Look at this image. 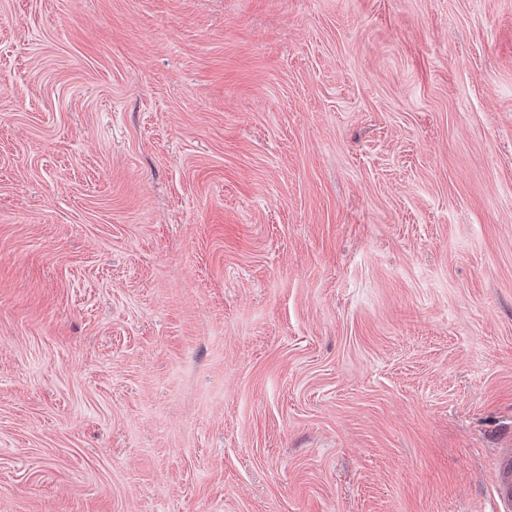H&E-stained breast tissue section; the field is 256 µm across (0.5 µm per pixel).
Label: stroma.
Returning a JSON list of instances; mask_svg holds the SVG:
<instances>
[{
    "label": "stroma",
    "instance_id": "stroma-1",
    "mask_svg": "<svg viewBox=\"0 0 512 512\" xmlns=\"http://www.w3.org/2000/svg\"><path fill=\"white\" fill-rule=\"evenodd\" d=\"M512 439V0H0V512H487Z\"/></svg>",
    "mask_w": 512,
    "mask_h": 512
}]
</instances>
